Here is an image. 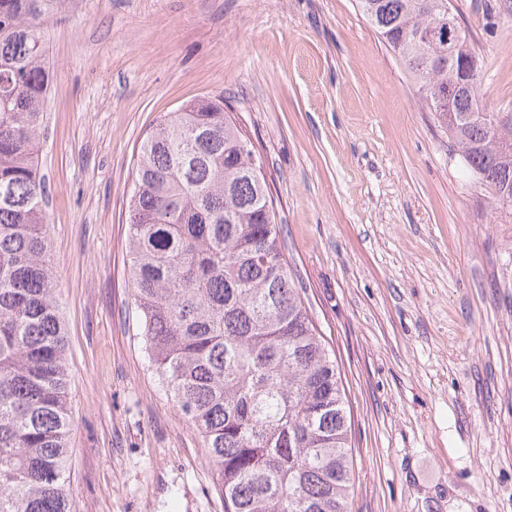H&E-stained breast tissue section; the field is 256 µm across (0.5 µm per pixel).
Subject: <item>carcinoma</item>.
<instances>
[{
    "label": "carcinoma",
    "mask_w": 512,
    "mask_h": 512,
    "mask_svg": "<svg viewBox=\"0 0 512 512\" xmlns=\"http://www.w3.org/2000/svg\"><path fill=\"white\" fill-rule=\"evenodd\" d=\"M58 0H0V512H70L69 372L39 163ZM479 179L512 206V113L475 115L463 34L426 35L450 0H358ZM132 291L148 356L200 434L224 512H350L354 459L336 359L284 255L254 147L224 96L161 117L128 205Z\"/></svg>",
    "instance_id": "carcinoma-1"
}]
</instances>
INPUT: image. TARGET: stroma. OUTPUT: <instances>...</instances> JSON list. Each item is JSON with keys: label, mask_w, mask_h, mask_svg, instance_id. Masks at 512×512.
Instances as JSON below:
<instances>
[{"label": "stroma", "mask_w": 512, "mask_h": 512, "mask_svg": "<svg viewBox=\"0 0 512 512\" xmlns=\"http://www.w3.org/2000/svg\"><path fill=\"white\" fill-rule=\"evenodd\" d=\"M512 112V0H452ZM41 137L69 347L74 512H224L165 394L126 256L141 141L220 94L341 372L351 512H512V207L468 168L358 0H62Z\"/></svg>", "instance_id": "1"}]
</instances>
